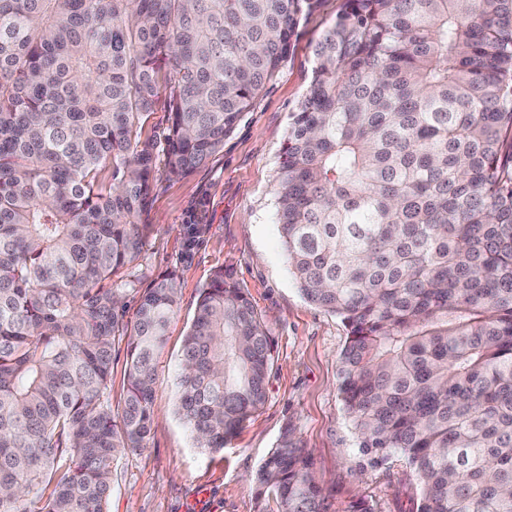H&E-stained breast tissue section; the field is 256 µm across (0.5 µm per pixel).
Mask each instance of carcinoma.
Returning <instances> with one entry per match:
<instances>
[{"label":"carcinoma","instance_id":"obj_1","mask_svg":"<svg viewBox=\"0 0 512 512\" xmlns=\"http://www.w3.org/2000/svg\"><path fill=\"white\" fill-rule=\"evenodd\" d=\"M317 0H0V512H107L146 446L174 277L126 318L159 155L205 166ZM291 113L276 216L348 337L339 395L417 512H512V0H344ZM168 91L163 151L145 135ZM127 389L112 409V349ZM175 411L217 451L264 404L270 339L232 275L201 290ZM324 512L291 425L254 475Z\"/></svg>","mask_w":512,"mask_h":512}]
</instances>
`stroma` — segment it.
<instances>
[{
  "mask_svg": "<svg viewBox=\"0 0 512 512\" xmlns=\"http://www.w3.org/2000/svg\"><path fill=\"white\" fill-rule=\"evenodd\" d=\"M344 0H318L302 17L278 76L243 114L224 147L191 174L158 170L148 242L125 295L134 316L139 293L159 275H177L179 305L157 361L155 417L147 444L119 455L109 512H265L251 480L293 425L324 489L325 512H346L359 497L375 512H416L420 487L399 454L372 466L359 449L337 391L347 342L341 319L308 302L290 271L276 221V177L290 114L312 77V49ZM231 273L251 299L272 344L264 406L223 450L195 448L175 413L183 337L201 288Z\"/></svg>",
  "mask_w": 512,
  "mask_h": 512,
  "instance_id": "stroma-1",
  "label": "stroma"
}]
</instances>
